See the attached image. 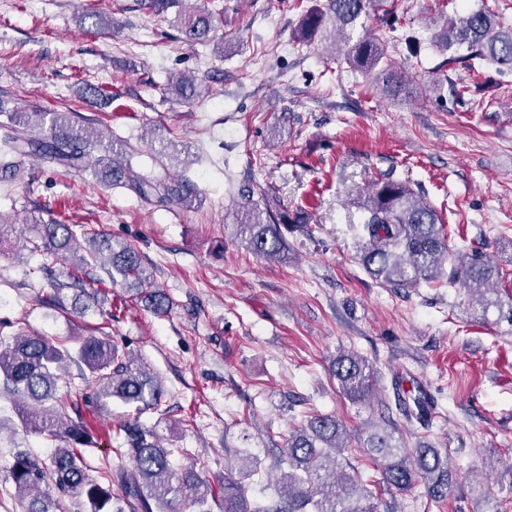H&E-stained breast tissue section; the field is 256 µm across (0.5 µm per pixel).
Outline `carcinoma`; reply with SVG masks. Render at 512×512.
I'll return each mask as SVG.
<instances>
[{
	"label": "carcinoma",
	"instance_id": "1",
	"mask_svg": "<svg viewBox=\"0 0 512 512\" xmlns=\"http://www.w3.org/2000/svg\"><path fill=\"white\" fill-rule=\"evenodd\" d=\"M144 9L164 14L176 7L172 27L177 38L193 46L212 40L211 33L219 13L190 0H142ZM385 0H325L302 16L294 39L299 43L325 36L332 25L340 43L337 52L354 68L370 73L387 58V41L366 35L351 37L358 22L374 10L382 12L383 22L391 27L393 18L384 8ZM446 50L466 49L461 60L469 67L487 62L512 68V27L504 17L486 9L468 11L448 23L442 36ZM449 59L453 64L459 60ZM0 112L4 101L0 100ZM6 113V112H4ZM7 131L3 138L0 170L18 179L22 158L37 157L66 169H93L106 184L128 187L142 200L155 198L189 208L199 198L198 186L187 178L170 182L166 178L145 177L133 170L131 162L115 156L122 152L112 140L99 133L75 127L61 112L14 109L6 113ZM102 155L95 156L96 152ZM234 214L236 236L256 256L282 260L288 256L289 232L308 226V212L276 204L263 209L253 200V191L244 186L238 192ZM29 249L66 265L64 281L51 284L45 296L48 304H61L68 290L74 292V309L84 314L105 309L106 293L87 287L86 271L96 265L108 266L110 279L121 278L135 291L137 301L156 314L165 312L170 299L157 288L142 266L137 249L128 243H111L107 235L85 225L39 221L31 226ZM359 261L365 271L387 288H417L421 283L443 279L463 281L471 306L487 310L502 308L495 297L498 289L489 282L498 276L488 254L479 250L448 249L444 225L436 210L419 197L405 180L388 173L376 181L359 225ZM88 250L78 254L79 240ZM454 260L446 269L448 260ZM80 362L82 379L91 390L90 398L102 407L117 399L138 410L160 406L163 391L143 359L119 349L106 336H85L69 346V340L46 336H13L0 340V385L6 393L21 399L16 405L25 430L49 440H63L67 446L55 449L49 462L27 453L15 455L9 476L20 496H28L25 512H65L63 500L85 499L92 512H166L172 499L181 497L203 504L213 493L211 484L196 470L175 471L169 460L171 451L162 447L154 430L133 418L121 426L123 447L112 449L119 464L94 479L81 448L90 435L72 417L75 403L60 392L62 366ZM333 374L342 391L353 401L368 398L375 369L354 350L340 349L332 359ZM396 410L410 423L429 426L434 400L422 392L412 395L399 383L393 385ZM361 448L380 465L383 483L388 488L408 491L422 483L427 496L437 501L446 496L449 471L440 453L432 448H408L394 431L370 423L362 434ZM347 447L343 424L333 416L316 415L288 435V448L277 460L280 477L274 493L250 498L243 484L257 459L246 449L237 459L224 463V512H377L373 492L348 472L338 456Z\"/></svg>",
	"mask_w": 512,
	"mask_h": 512
}]
</instances>
